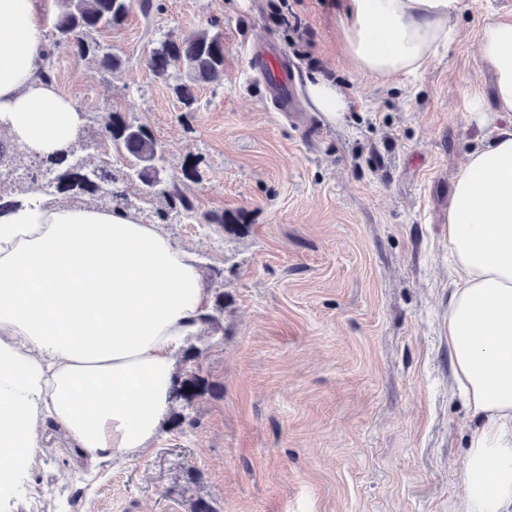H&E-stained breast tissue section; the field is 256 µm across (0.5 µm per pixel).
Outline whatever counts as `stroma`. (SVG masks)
<instances>
[{"mask_svg": "<svg viewBox=\"0 0 512 512\" xmlns=\"http://www.w3.org/2000/svg\"><path fill=\"white\" fill-rule=\"evenodd\" d=\"M154 3L102 31L118 71L54 47L56 0H42L44 46L94 164L122 177L126 159L97 147L100 124L123 113L152 132L168 174L195 163L183 190L198 211L242 217L222 230L174 212L162 222L163 198L137 185L115 201L191 248L223 292L220 327L188 340L211 390L94 481L47 445L13 512H451L474 423L446 339L448 207L470 153L512 127L479 53L512 0H462L453 41L387 78L346 57L342 0ZM201 29L224 37V78L189 112L147 59L164 36ZM258 47L287 60L298 119L260 95ZM315 74L349 97L336 120L310 101ZM474 92L483 113L467 109Z\"/></svg>", "mask_w": 512, "mask_h": 512, "instance_id": "stroma-1", "label": "stroma"}]
</instances>
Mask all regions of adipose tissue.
I'll return each instance as SVG.
<instances>
[{
	"instance_id": "1",
	"label": "adipose tissue",
	"mask_w": 512,
	"mask_h": 512,
	"mask_svg": "<svg viewBox=\"0 0 512 512\" xmlns=\"http://www.w3.org/2000/svg\"><path fill=\"white\" fill-rule=\"evenodd\" d=\"M361 71L421 69L451 42L461 0H347ZM41 0H0V131L66 152L85 118L41 80ZM482 62L512 112V19L487 24ZM453 384L478 426L452 512H512V127L473 151L448 208ZM194 253L118 208L19 196L0 210V512L33 474L50 425L94 477L148 447L171 408L176 350L209 311Z\"/></svg>"
}]
</instances>
